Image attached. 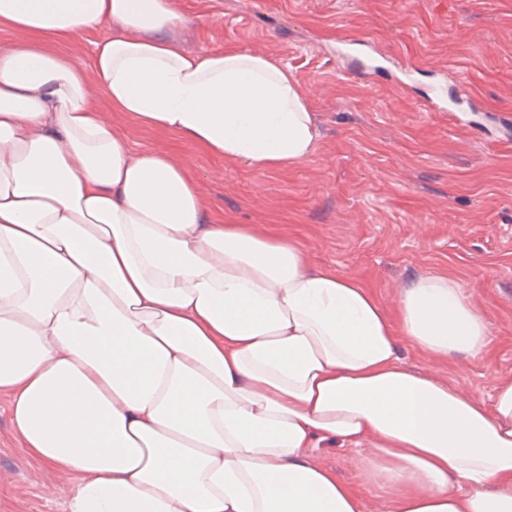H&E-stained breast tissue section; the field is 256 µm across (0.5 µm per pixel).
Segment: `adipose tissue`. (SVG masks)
Masks as SVG:
<instances>
[{
    "label": "adipose tissue",
    "mask_w": 512,
    "mask_h": 512,
    "mask_svg": "<svg viewBox=\"0 0 512 512\" xmlns=\"http://www.w3.org/2000/svg\"><path fill=\"white\" fill-rule=\"evenodd\" d=\"M175 0H0V395L66 512H512V376L490 399L419 374L489 346L454 277L386 313L286 236L215 218L183 166L119 125L284 170L319 131L298 79L191 54ZM103 27L90 64L70 45ZM372 444L361 484L321 442Z\"/></svg>",
    "instance_id": "adipose-tissue-1"
}]
</instances>
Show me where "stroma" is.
Returning a JSON list of instances; mask_svg holds the SVG:
<instances>
[{
    "label": "stroma",
    "instance_id": "35a3bbf8",
    "mask_svg": "<svg viewBox=\"0 0 512 512\" xmlns=\"http://www.w3.org/2000/svg\"><path fill=\"white\" fill-rule=\"evenodd\" d=\"M193 19L175 37L191 52L269 56L299 79L320 129L313 155L285 170L249 169L180 139L121 126L132 145L166 151L212 213L288 235L312 266L372 288L394 307L417 277H455L482 312L485 357L432 361L402 344L415 371L488 398L512 375V0H177ZM365 38L385 68L346 73L341 39ZM467 88L472 112H429L436 86ZM371 449L338 444L318 459L357 481ZM65 479L32 462L0 397V512H65Z\"/></svg>",
    "mask_w": 512,
    "mask_h": 512
}]
</instances>
